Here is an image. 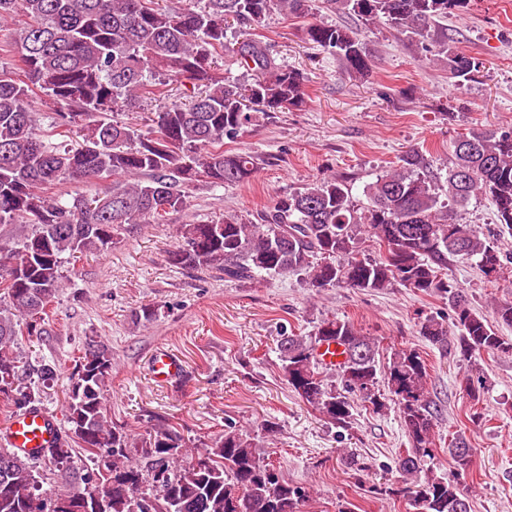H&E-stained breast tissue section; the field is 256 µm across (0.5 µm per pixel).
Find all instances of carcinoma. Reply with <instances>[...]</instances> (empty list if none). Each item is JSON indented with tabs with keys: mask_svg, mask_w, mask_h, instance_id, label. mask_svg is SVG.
Here are the masks:
<instances>
[{
	"mask_svg": "<svg viewBox=\"0 0 512 512\" xmlns=\"http://www.w3.org/2000/svg\"><path fill=\"white\" fill-rule=\"evenodd\" d=\"M327 2L423 39L469 7V0ZM274 11L302 17L307 0H186L178 9L157 0H0V23L25 17L7 44L19 71L0 68V226L27 229L8 242L0 238V400L12 412L40 408L43 388L54 380V365L43 360L38 383L26 382L16 346L23 335H41L38 325L59 295L65 260L107 249L130 224L165 221L183 208L186 186L201 178L214 187L248 182L255 156L224 150V140H236L261 117L303 105V72L276 63L251 37ZM231 28L239 32L232 44ZM307 37L336 54L349 73L370 72L360 40L346 27L311 24ZM226 52L253 72L251 82L224 76L216 58ZM441 53L453 78L465 81L478 71L475 59L453 46ZM39 94L52 111L47 129L32 110ZM139 98L156 103L149 128L114 119ZM77 126L84 130L81 143L52 142ZM452 148L444 177L413 149L359 195L343 178L321 177L277 197L254 223L226 215L185 224L168 259L189 271L220 270L226 281L297 276L316 291L399 284L448 301L449 316L419 322V336L431 346L448 348L453 326L466 359L512 354V339L493 329L447 273L452 258L475 262L487 278L512 262L458 219L471 198L483 195L498 223L512 231V130L473 131ZM109 178L110 185L71 199L60 192ZM364 241L376 257H358ZM330 343L342 347L339 393L322 378L318 358ZM277 349L285 381L330 423H348L350 395L383 407L375 341L350 321L327 319L308 336L283 335ZM111 374L109 346L86 341L67 392L70 428L40 457L0 448V461H10L0 466V512H67L79 495L99 512H302L306 491L283 480L254 438L231 423L189 455L174 428L151 426L135 435L112 422L104 393ZM427 377L413 348L396 351L384 370L411 445L398 469L413 512H455L469 502L459 478L472 448L464 436L452 437L456 477L420 476L438 415ZM77 448L96 457L93 471L76 467Z\"/></svg>",
	"mask_w": 512,
	"mask_h": 512,
	"instance_id": "obj_1",
	"label": "carcinoma"
}]
</instances>
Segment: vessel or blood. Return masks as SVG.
Returning a JSON list of instances; mask_svg holds the SVG:
<instances>
[{
	"mask_svg": "<svg viewBox=\"0 0 512 512\" xmlns=\"http://www.w3.org/2000/svg\"><path fill=\"white\" fill-rule=\"evenodd\" d=\"M150 371L159 382L175 386L184 378L182 361L169 350L161 348L151 356ZM59 428L54 418L44 409L11 414L0 424V439L6 446L25 455L43 454L55 444Z\"/></svg>",
	"mask_w": 512,
	"mask_h": 512,
	"instance_id": "1",
	"label": "vessel or blood"
}]
</instances>
